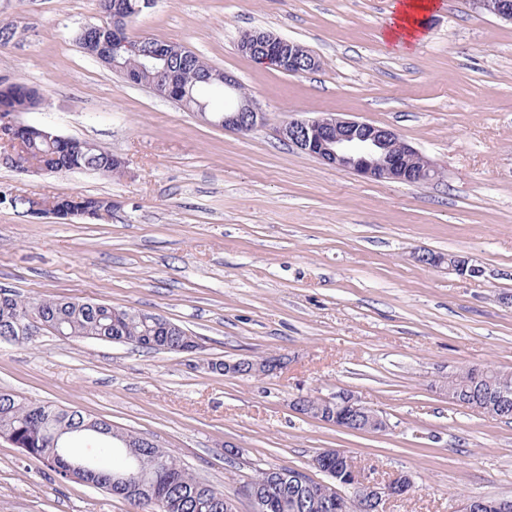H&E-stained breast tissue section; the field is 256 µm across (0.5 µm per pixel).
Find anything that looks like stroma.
Masks as SVG:
<instances>
[{
    "mask_svg": "<svg viewBox=\"0 0 512 512\" xmlns=\"http://www.w3.org/2000/svg\"><path fill=\"white\" fill-rule=\"evenodd\" d=\"M409 52L380 38L392 0H154L131 39L180 44L236 76L270 126L246 134L199 120L129 84L75 43L98 0H0V81L46 99L23 123L86 139L122 173L27 174L0 164V191L112 200L65 221L0 205V288L160 314L199 336L184 355L41 333L0 343V389L77 407L158 440L252 512L256 469L309 470L325 448L371 480L415 484L386 512H457L463 495L512 497V420L453 403L459 366L512 372V23L438 0ZM262 29L320 58L288 75L242 55ZM343 114L393 128L441 171L426 184L368 180L321 164L270 129ZM457 253L464 279L415 263ZM285 356L265 379L207 371L211 360ZM350 389L389 422L347 432L290 407ZM239 453L228 457L225 443ZM0 512H139L60 479L0 438ZM448 271L455 273L462 278L481 276L482 267L477 265L473 259L461 254H448Z\"/></svg>",
    "mask_w": 512,
    "mask_h": 512,
    "instance_id": "stroma-1",
    "label": "stroma"
}]
</instances>
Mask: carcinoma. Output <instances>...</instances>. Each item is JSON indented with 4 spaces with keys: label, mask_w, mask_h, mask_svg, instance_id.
Listing matches in <instances>:
<instances>
[{
    "label": "carcinoma",
    "mask_w": 512,
    "mask_h": 512,
    "mask_svg": "<svg viewBox=\"0 0 512 512\" xmlns=\"http://www.w3.org/2000/svg\"><path fill=\"white\" fill-rule=\"evenodd\" d=\"M142 61L141 55L132 60L121 55L115 58V66L137 74L141 83L150 84L154 82V71L139 69ZM168 65L177 74V87L167 88L165 97L180 103L190 112L196 110L201 91L224 92V84L219 81L221 70L192 51L187 55H170ZM41 104L42 98L33 86H0V112H29ZM26 154L31 159L46 162L56 174L75 169L102 175L121 172L117 158L87 140L72 138L62 144L35 132L27 142ZM31 315L42 319L45 330L58 328L67 339L138 343L147 348L159 346L171 351L194 339L192 335H180L178 324L162 316L155 321L145 319L139 310L116 308L103 302L96 309L86 310L65 298L30 299L0 289V342H13L16 336L26 335V320ZM444 390L455 403H466L492 416L512 417L490 398V393L496 390L512 391L511 373L465 367L444 385ZM313 416L343 430L356 428L354 421L341 409L327 416L316 412ZM78 421H92L104 433H90L101 442L100 455L89 460L91 471L76 476V480L134 504L142 508V512H225L224 504L232 502L224 490L201 481L163 448H141L137 460H132L126 449L112 440V427L103 419L86 416L79 410L18 400L11 392L0 390V434L14 435L23 452L44 460L46 466L63 480L68 479L69 456L62 449L53 447L52 439ZM132 464L139 470V485L115 482V476ZM242 490H259L272 497L275 507L271 512H329L325 486L288 466L256 470ZM476 500L481 506L475 512H501L496 505L503 499L470 496L460 500V512H468V504ZM339 512H369L367 499L349 493L339 506Z\"/></svg>",
    "instance_id": "obj_1"
}]
</instances>
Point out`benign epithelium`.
<instances>
[{"instance_id":"obj_1","label":"benign epithelium","mask_w":512,"mask_h":512,"mask_svg":"<svg viewBox=\"0 0 512 512\" xmlns=\"http://www.w3.org/2000/svg\"><path fill=\"white\" fill-rule=\"evenodd\" d=\"M473 9L487 12L503 21L512 23V0H471ZM102 16L108 18V24L99 27L91 25L88 31L97 35L107 31L112 33V42H100L99 50L103 57L118 56L123 52H138L137 45L122 38L131 18L122 12L106 8ZM257 35L250 30L242 33L238 47L250 57L268 64L274 62L285 73L295 75L318 65L316 57L293 45L284 43L280 37H271L260 47H255ZM196 115L204 121L229 131L250 132L267 126L266 113L262 112L255 100L243 97L237 103L218 115L206 112V104H199ZM33 132V126L17 120L15 112L0 113V162H16L15 149L21 147L24 140ZM274 134L303 153L323 164L339 170L378 181L420 183L440 177V170L427 156L408 142L399 138L397 133L385 126L339 117L333 113H322L315 117L292 118L276 127ZM448 270L462 278L482 275V267L473 259L461 254L448 255ZM285 364L284 357L270 355L257 362L250 358L236 361H212L207 365L211 371L231 375H247L251 369H264L269 376L277 375ZM322 403L331 408L343 407L362 418L361 431L372 432L386 426L385 418L375 409L365 405L352 391L340 390ZM328 486L336 496H344V491L360 493L370 500L373 512H384L385 504L391 499L406 495L412 483L405 476H396L384 483L372 482L361 476L356 469L336 472L334 480Z\"/></svg>"}]
</instances>
